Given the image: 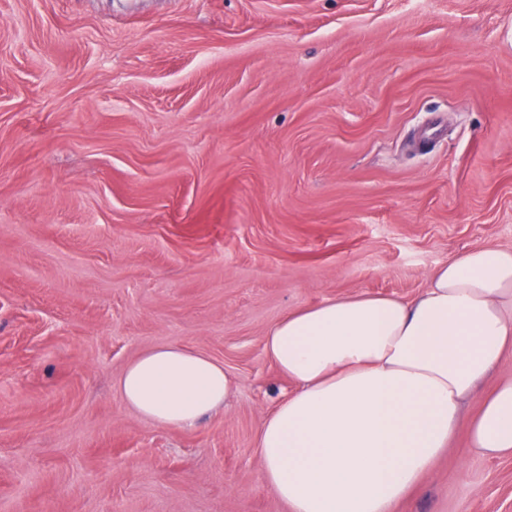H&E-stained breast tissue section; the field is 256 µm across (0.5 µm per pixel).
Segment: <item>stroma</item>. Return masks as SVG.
I'll return each instance as SVG.
<instances>
[{
  "mask_svg": "<svg viewBox=\"0 0 512 512\" xmlns=\"http://www.w3.org/2000/svg\"><path fill=\"white\" fill-rule=\"evenodd\" d=\"M512 247V0H0V512H289L256 443L289 312ZM224 363L174 429L142 351ZM448 451L394 512H512ZM118 390L124 404L157 425L182 428L224 407L234 381L221 363L177 346L143 351L123 370Z\"/></svg>",
  "mask_w": 512,
  "mask_h": 512,
  "instance_id": "stroma-1",
  "label": "stroma"
}]
</instances>
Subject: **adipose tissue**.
Listing matches in <instances>:
<instances>
[{"mask_svg":"<svg viewBox=\"0 0 512 512\" xmlns=\"http://www.w3.org/2000/svg\"><path fill=\"white\" fill-rule=\"evenodd\" d=\"M512 349V248L435 267L414 300L351 294L288 313L264 341L294 389L257 437L265 484L290 512H393L447 450L461 407ZM124 404L182 428L224 407L223 363L177 346L123 370ZM468 422L472 448L512 456V378Z\"/></svg>","mask_w":512,"mask_h":512,"instance_id":"adipose-tissue-1","label":"adipose tissue"}]
</instances>
